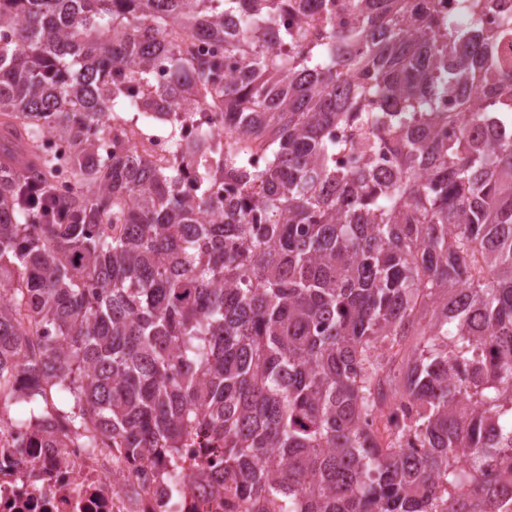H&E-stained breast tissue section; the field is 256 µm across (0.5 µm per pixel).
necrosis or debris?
Segmentation results:
<instances>
[{"label":"necrosis or debris","mask_w":512,"mask_h":512,"mask_svg":"<svg viewBox=\"0 0 512 512\" xmlns=\"http://www.w3.org/2000/svg\"><path fill=\"white\" fill-rule=\"evenodd\" d=\"M163 470L73 436L35 447L33 432L0 412V512H169Z\"/></svg>","instance_id":"1"}]
</instances>
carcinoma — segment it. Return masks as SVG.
<instances>
[{
	"label": "carcinoma",
	"mask_w": 512,
	"mask_h": 512,
	"mask_svg": "<svg viewBox=\"0 0 512 512\" xmlns=\"http://www.w3.org/2000/svg\"><path fill=\"white\" fill-rule=\"evenodd\" d=\"M310 2L0 0V408L61 396L15 425L164 463L172 507L197 481L224 512H498L512 22L486 26L491 0H461L465 30L440 0H347L354 29L280 25ZM161 59L158 165L129 158L125 114ZM488 120L491 146L462 130ZM347 149L395 171L340 172ZM190 442L224 468L186 465Z\"/></svg>",
	"instance_id": "1"
}]
</instances>
